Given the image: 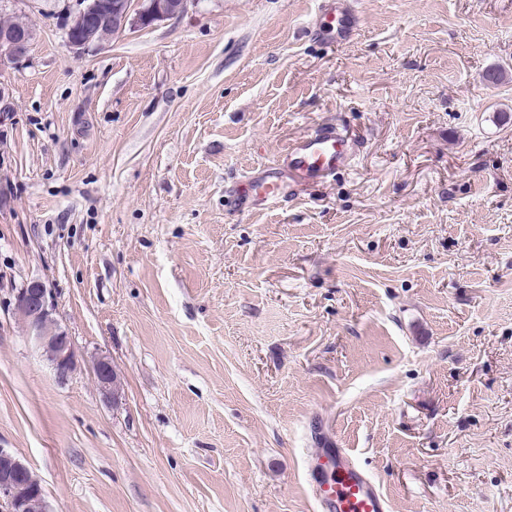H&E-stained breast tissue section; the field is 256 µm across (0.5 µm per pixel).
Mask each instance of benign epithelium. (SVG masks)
Instances as JSON below:
<instances>
[{"instance_id": "1", "label": "benign epithelium", "mask_w": 512, "mask_h": 512, "mask_svg": "<svg viewBox=\"0 0 512 512\" xmlns=\"http://www.w3.org/2000/svg\"><path fill=\"white\" fill-rule=\"evenodd\" d=\"M76 8H65L66 38L74 53L131 29H143L183 14L188 0H75ZM35 32L20 25H0V67L21 61L28 54ZM51 289L40 280L29 282L14 297L13 314L52 366L58 381L64 382L76 371L78 360L71 337L54 319ZM94 381L107 400L115 397L118 380L112 359L94 358ZM49 512L45 491L37 474L7 448H0V512Z\"/></svg>"}]
</instances>
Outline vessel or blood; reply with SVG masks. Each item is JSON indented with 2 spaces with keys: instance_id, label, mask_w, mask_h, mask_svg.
<instances>
[{
  "instance_id": "1",
  "label": "vessel or blood",
  "mask_w": 512,
  "mask_h": 512,
  "mask_svg": "<svg viewBox=\"0 0 512 512\" xmlns=\"http://www.w3.org/2000/svg\"><path fill=\"white\" fill-rule=\"evenodd\" d=\"M319 29L336 44L350 42L357 31V14L350 0H318ZM351 154L343 132L325 128L292 140L277 179L252 177L243 192L251 206L277 202L289 182H318L349 164ZM308 481L319 512H389L383 491L347 449L318 448L309 457Z\"/></svg>"
}]
</instances>
